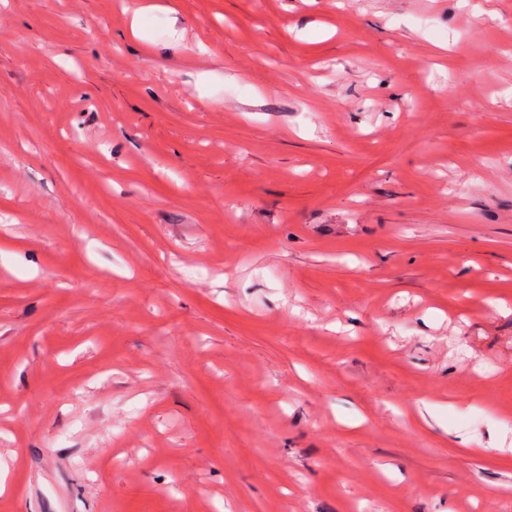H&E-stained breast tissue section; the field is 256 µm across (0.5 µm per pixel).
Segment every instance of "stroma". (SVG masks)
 <instances>
[{"label":"stroma","instance_id":"stroma-1","mask_svg":"<svg viewBox=\"0 0 512 512\" xmlns=\"http://www.w3.org/2000/svg\"><path fill=\"white\" fill-rule=\"evenodd\" d=\"M512 512V0H0V512Z\"/></svg>","mask_w":512,"mask_h":512}]
</instances>
